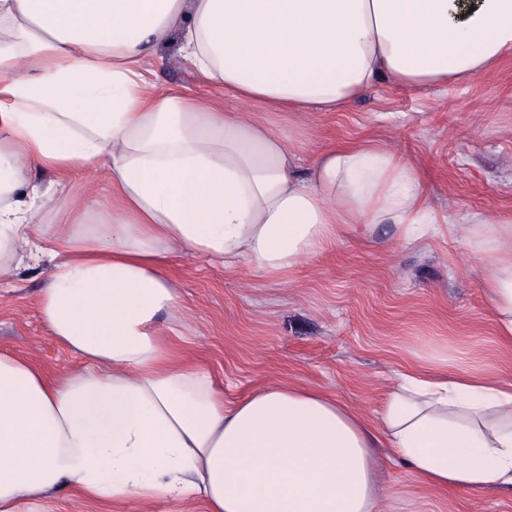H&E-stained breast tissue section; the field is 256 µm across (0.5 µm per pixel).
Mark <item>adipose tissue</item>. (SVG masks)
<instances>
[{
  "instance_id": "adipose-tissue-1",
  "label": "adipose tissue",
  "mask_w": 512,
  "mask_h": 512,
  "mask_svg": "<svg viewBox=\"0 0 512 512\" xmlns=\"http://www.w3.org/2000/svg\"><path fill=\"white\" fill-rule=\"evenodd\" d=\"M175 32L200 91L150 79ZM508 57L512 0H0V282L44 267L39 315L82 361L51 379L0 351V512L67 487L373 512L383 448L434 486L512 489V380L408 366L372 422L280 382L228 402L181 351L166 272L192 256L281 277L347 231L391 224L409 241L446 223L486 265L512 345V221L440 216L397 141L306 163L250 110L335 112L381 82L466 84ZM99 167L111 210L66 199L69 174Z\"/></svg>"
}]
</instances>
